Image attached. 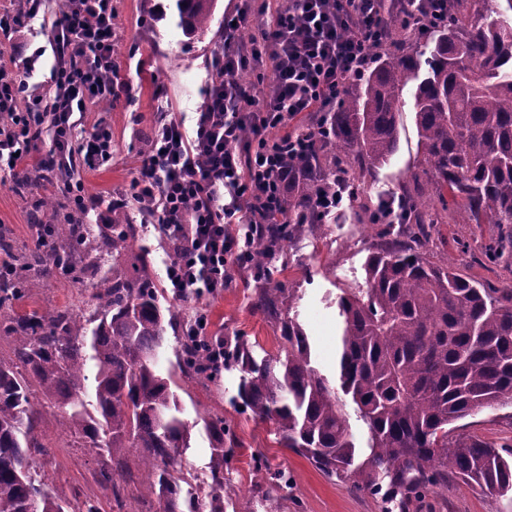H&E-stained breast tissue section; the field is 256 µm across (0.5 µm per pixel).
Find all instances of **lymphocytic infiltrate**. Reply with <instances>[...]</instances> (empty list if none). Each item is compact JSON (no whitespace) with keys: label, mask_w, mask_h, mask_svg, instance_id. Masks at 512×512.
Masks as SVG:
<instances>
[{"label":"lymphocytic infiltrate","mask_w":512,"mask_h":512,"mask_svg":"<svg viewBox=\"0 0 512 512\" xmlns=\"http://www.w3.org/2000/svg\"><path fill=\"white\" fill-rule=\"evenodd\" d=\"M379 0H237L214 57L220 79L207 83L193 130L168 118L153 125L124 199L182 250L167 267L175 298L221 294L231 266H247L262 208L280 206L286 155L300 153L288 123L327 112L343 85L359 76L391 16ZM252 25L251 36L241 28ZM112 0H67L51 26L60 53L51 96L29 94L22 72L37 55H0V173L12 182L53 184L62 166L92 171L112 162V127L97 121L77 135L73 115L88 103L131 97L116 50ZM272 72L273 81L263 80ZM254 80H244V73ZM50 120L52 147L39 154Z\"/></svg>","instance_id":"f902f5d3"}]
</instances>
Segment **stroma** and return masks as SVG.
<instances>
[{
    "label": "stroma",
    "mask_w": 512,
    "mask_h": 512,
    "mask_svg": "<svg viewBox=\"0 0 512 512\" xmlns=\"http://www.w3.org/2000/svg\"><path fill=\"white\" fill-rule=\"evenodd\" d=\"M114 5L119 23L117 62L121 77L133 86L134 98L109 106L97 104L80 125L86 131L101 118L112 124L114 162L81 175L83 194L90 199L129 186L139 147L151 132L157 95H167L185 126H193L208 80L211 51L225 19L233 13L232 0H214L210 29L189 37L179 25L176 0H114ZM54 19V12L40 10L30 28L1 49L21 58L43 48L35 71L27 78L34 94L47 91L58 62V52L47 39ZM421 170L413 115L407 111L403 114L399 150L380 168L373 196L388 197L399 179ZM29 222L28 212L9 180L0 179V224L8 227L18 242L28 244L32 241ZM402 236L401 225L361 223L357 204H343L329 224L290 242L286 248L288 264L284 271L273 274L271 282L258 279L249 268L233 270L223 294L207 303L211 333L229 339L244 336L259 359L277 353L280 329L255 309V291L267 284L290 290L293 312L311 342L314 365L328 380H336L341 326L336 298L341 289L365 287L366 261L376 243ZM494 236L489 224H441L433 234L429 253L432 261L453 264L464 275L498 287L509 286L512 267L481 260V249ZM90 300V289L60 278L48 283L38 280L16 309L22 312L49 304L83 312ZM240 378V371L232 366L212 383L181 375L176 378L184 414L194 423L190 446L182 456L187 490L195 488V472L210 466L214 437L204 424L195 421L197 410L205 409L224 419V468L229 472L235 512H274L272 504L256 492L267 479L266 468L259 466L263 459L269 466L287 470L292 478L287 512H385L387 505L381 497L355 491L348 480L326 478L305 457L282 447L273 422L256 418L238 399ZM456 432L495 446L512 445V405L486 409L460 420ZM42 441L49 452L35 456L34 467L55 500H88L99 512H117L115 498L120 495L126 501V512H156V499L141 486L138 450L128 455L125 478L111 486L99 480L100 470L110 464L108 457L98 449L78 447L60 410L44 408ZM406 512H512V498L473 489L452 475L425 498L407 505Z\"/></svg>",
    "instance_id": "1"
}]
</instances>
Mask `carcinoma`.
I'll use <instances>...</instances> for the list:
<instances>
[{"label": "carcinoma", "instance_id": "1", "mask_svg": "<svg viewBox=\"0 0 512 512\" xmlns=\"http://www.w3.org/2000/svg\"><path fill=\"white\" fill-rule=\"evenodd\" d=\"M188 35L210 27L214 0H177ZM416 84L411 111L422 173L373 199L377 169L399 147L404 91ZM302 155L286 157L291 183L283 208L262 214L253 268L270 276L285 244L319 229L328 214L318 195L358 202L364 224L403 225L410 243L378 244L366 262L368 287L341 289L337 306L339 383L371 434L370 454L355 463L347 414L313 365L308 336L285 306V289L261 288L256 306L280 324V353L261 360L241 336L224 340V362L241 372L238 398L255 417L277 426L280 444L300 453L328 478L345 475L359 491L382 494L402 509L456 473L484 492H512V459L504 450L450 437L448 426L484 408L512 402V287L496 288L427 258L437 224H493L486 261L512 264V14L499 0H448V21L418 29L401 17L387 43L370 50L361 79L330 112L298 130ZM18 196L32 228L52 226L49 253L20 249L0 227V512H98L85 502L63 505L31 474V449L45 452L35 431L42 420L34 392L61 410L84 448H104L115 481L131 448H141L143 488L158 512H224V419L206 411L215 433L203 497L181 498L182 450L190 425L158 367L173 332L177 367L212 381L206 342L188 333L191 315L160 306L161 284L146 257L128 270L137 226L124 210L96 231L80 223L69 202ZM60 275L93 290L94 308L50 307L24 313L15 305L37 277ZM273 503L288 499V474L275 472L260 489Z\"/></svg>", "mask_w": 512, "mask_h": 512}]
</instances>
